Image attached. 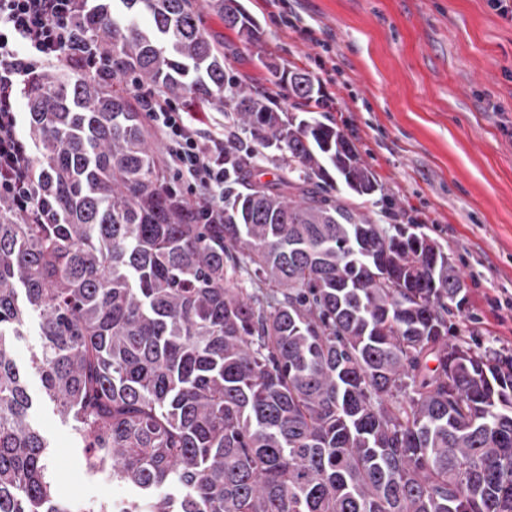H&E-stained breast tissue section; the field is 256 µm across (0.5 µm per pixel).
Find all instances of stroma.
I'll return each instance as SVG.
<instances>
[{
  "instance_id": "stroma-1",
  "label": "stroma",
  "mask_w": 512,
  "mask_h": 512,
  "mask_svg": "<svg viewBox=\"0 0 512 512\" xmlns=\"http://www.w3.org/2000/svg\"><path fill=\"white\" fill-rule=\"evenodd\" d=\"M242 2L264 30L261 46L245 45L213 10L200 13L204 29L224 39L227 75L254 78L279 112L294 106L273 70L317 79L327 117L381 185L365 214L422 225L447 246L467 293L450 318L453 335L512 352V20L490 0ZM39 344L33 322L13 351L28 372L31 420L51 445L59 496L77 505L136 497L88 471L71 423L29 370Z\"/></svg>"
}]
</instances>
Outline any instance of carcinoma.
I'll use <instances>...</instances> for the list:
<instances>
[{"mask_svg":"<svg viewBox=\"0 0 512 512\" xmlns=\"http://www.w3.org/2000/svg\"><path fill=\"white\" fill-rule=\"evenodd\" d=\"M120 2L151 26L88 8L103 57L224 108V223L173 189L125 80H27L47 223L0 203V512H72L12 355L34 318L31 367L88 470L140 492L83 512H512V354L449 337L452 258L359 211L380 186L353 142L225 76L192 0ZM210 6L263 43L239 0ZM273 76L320 104L308 73Z\"/></svg>","mask_w":512,"mask_h":512,"instance_id":"obj_1","label":"carcinoma"}]
</instances>
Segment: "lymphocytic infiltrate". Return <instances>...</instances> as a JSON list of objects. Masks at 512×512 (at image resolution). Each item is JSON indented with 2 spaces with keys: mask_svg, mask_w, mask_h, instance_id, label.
Segmentation results:
<instances>
[{
  "mask_svg": "<svg viewBox=\"0 0 512 512\" xmlns=\"http://www.w3.org/2000/svg\"><path fill=\"white\" fill-rule=\"evenodd\" d=\"M88 0H0V198L29 215L42 206L33 184L34 157L21 132L22 87L38 69L70 59L103 64L84 33ZM146 121L166 146L164 163L188 178L196 205L209 217L224 215V132L200 134L196 118L164 91L133 83Z\"/></svg>",
  "mask_w": 512,
  "mask_h": 512,
  "instance_id": "1",
  "label": "lymphocytic infiltrate"
}]
</instances>
